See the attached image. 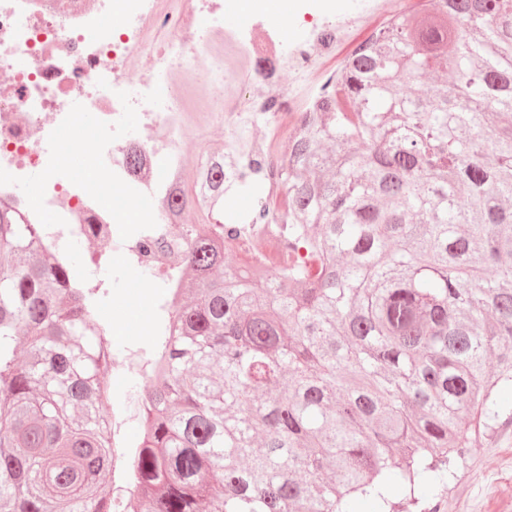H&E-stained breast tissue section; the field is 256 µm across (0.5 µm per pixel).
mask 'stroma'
<instances>
[{
  "label": "stroma",
  "instance_id": "obj_1",
  "mask_svg": "<svg viewBox=\"0 0 512 512\" xmlns=\"http://www.w3.org/2000/svg\"><path fill=\"white\" fill-rule=\"evenodd\" d=\"M418 0H375L367 6L366 0H339L337 17L358 15L359 20L349 37L339 44L336 54L323 65L324 74L340 70L345 60L373 31L382 27L393 16L413 11ZM107 290L103 309L114 328L112 337V366L103 373L110 381L113 393L99 407L104 419H111L118 409H127L122 432L133 439L138 435L140 418L139 391L149 384L148 378L125 367L129 359L143 357L150 345L154 330L152 299L161 297V280L148 268L138 277H130L121 258L98 273ZM457 477L445 484L421 491L411 512H512V422L499 424L494 435L481 439L478 451L458 465Z\"/></svg>",
  "mask_w": 512,
  "mask_h": 512
}]
</instances>
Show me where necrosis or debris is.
Masks as SVG:
<instances>
[{
    "instance_id": "obj_1",
    "label": "necrosis or debris",
    "mask_w": 512,
    "mask_h": 512,
    "mask_svg": "<svg viewBox=\"0 0 512 512\" xmlns=\"http://www.w3.org/2000/svg\"><path fill=\"white\" fill-rule=\"evenodd\" d=\"M225 6V0H0V201L25 223L43 225L45 245L59 259H66L71 241L106 243L107 251L91 252L81 279L117 254L130 274L149 267L171 290L182 287L176 248L144 252L139 235L158 226L173 230L177 222L165 198L183 181L190 121L201 135L210 123L228 125L225 189L234 188L242 165L265 172L268 220L239 225L225 250L246 268L297 264L283 223L287 199L279 169L314 102L290 90L268 92L263 74L248 63L257 52L274 51L296 80H321L324 59L354 22L326 21L278 49L226 30ZM140 57L151 66L130 80L129 65ZM223 84L234 85L235 96L213 99ZM77 105L86 119L76 117ZM130 112L150 133L135 172L124 132ZM257 124L264 134L249 135ZM62 131L69 140L95 145L104 180L60 165L53 141ZM28 185L33 193L22 194ZM136 198L150 200V207L122 225L128 201Z\"/></svg>"
}]
</instances>
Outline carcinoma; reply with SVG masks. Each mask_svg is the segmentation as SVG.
I'll return each instance as SVG.
<instances>
[{
  "label": "carcinoma",
  "instance_id": "cac0c4a2",
  "mask_svg": "<svg viewBox=\"0 0 512 512\" xmlns=\"http://www.w3.org/2000/svg\"><path fill=\"white\" fill-rule=\"evenodd\" d=\"M459 51L448 56V44ZM280 169L288 238L268 274L224 264V154L198 200L184 300L142 394L133 512H353L444 481L512 393V0H426L320 87ZM0 203V501L112 512L110 345L93 288ZM26 349L22 362L18 348Z\"/></svg>",
  "mask_w": 512,
  "mask_h": 512
}]
</instances>
